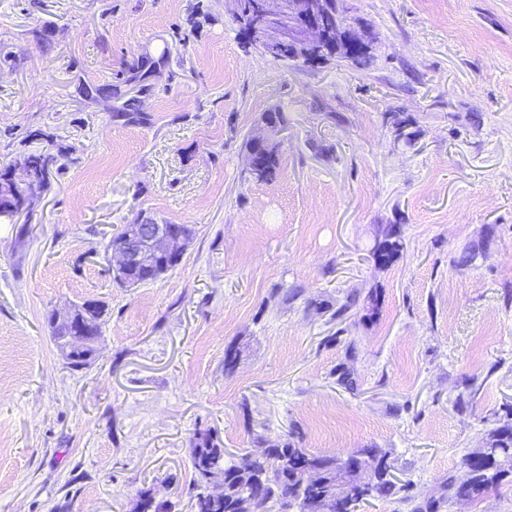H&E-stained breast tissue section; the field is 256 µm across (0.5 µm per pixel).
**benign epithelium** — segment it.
Instances as JSON below:
<instances>
[{
  "instance_id": "obj_1",
  "label": "benign epithelium",
  "mask_w": 512,
  "mask_h": 512,
  "mask_svg": "<svg viewBox=\"0 0 512 512\" xmlns=\"http://www.w3.org/2000/svg\"><path fill=\"white\" fill-rule=\"evenodd\" d=\"M230 11L247 25L249 42L268 56H275L288 47L300 59L319 60L340 48L360 45L370 51L364 36L342 20L336 35L322 24L323 14L335 0H254L253 10L242 11L241 0H226ZM121 239L112 243L109 272L114 281L126 287L134 286L132 275L141 270H159L180 263L192 232L188 224H160L144 213L125 224ZM54 332L59 336L56 347L63 359L74 349L73 337L90 339L99 347L100 337L92 335L89 314L77 313V305L69 304L54 310Z\"/></svg>"
}]
</instances>
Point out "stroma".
I'll list each match as a JSON object with an SVG mask.
<instances>
[{
    "label": "stroma",
    "mask_w": 512,
    "mask_h": 512,
    "mask_svg": "<svg viewBox=\"0 0 512 512\" xmlns=\"http://www.w3.org/2000/svg\"><path fill=\"white\" fill-rule=\"evenodd\" d=\"M192 2L46 0L30 16L0 0L13 59L0 159L38 132L79 157L26 235L0 224V512H132L146 488L192 512L190 448L206 429L231 460L289 440L331 457L386 451L409 499L360 512H512L510 484L479 501L446 489L512 412V0H348L366 68L244 48L224 0H204L214 20L179 77H158L148 123L76 100L78 79L179 49ZM46 21L48 53L30 35ZM278 109L281 171L260 182L245 143ZM407 117L409 145L393 127ZM141 212L195 235L173 271L128 288L105 246ZM389 224L403 249L382 267L372 251ZM466 249L476 257L458 266ZM85 301L108 314L74 372L46 318Z\"/></svg>",
    "instance_id": "obj_1"
}]
</instances>
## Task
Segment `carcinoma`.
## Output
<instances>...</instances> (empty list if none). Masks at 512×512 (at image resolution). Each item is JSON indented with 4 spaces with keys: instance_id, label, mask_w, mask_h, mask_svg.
I'll list each match as a JSON object with an SVG mask.
<instances>
[{
    "instance_id": "obj_1",
    "label": "carcinoma",
    "mask_w": 512,
    "mask_h": 512,
    "mask_svg": "<svg viewBox=\"0 0 512 512\" xmlns=\"http://www.w3.org/2000/svg\"><path fill=\"white\" fill-rule=\"evenodd\" d=\"M212 18L208 6L197 2L186 14L184 29L186 33L179 38L186 45L188 35L195 33L200 25ZM171 51H165L160 57L143 60L133 55L110 72L109 80L103 84L81 79L75 86V97L85 105L104 104L105 111L113 118L126 122L146 120L143 111V99L156 95L167 87H159L153 82V76L168 70V80L178 77V72L170 68ZM247 152L255 155V168L249 176L271 182L278 176L279 147L267 145L260 147L253 139L246 142ZM75 147L56 145L41 147L27 153L26 164L18 172L12 171V164H0V179L10 177L20 195L6 199L0 196V222L16 224L24 220L20 233H25L26 225L31 223L34 210L29 208L31 196H43L50 188L52 180L72 161ZM403 247L401 230L397 224H389L383 229L382 240L372 252L374 261L386 267L399 255ZM486 444L496 449L497 457L484 455L485 449L476 448L470 452L475 458L467 470L468 477L457 484L448 480V492L451 496L477 500L506 483H512V418L488 433ZM193 474L190 484L196 490L194 512H239L236 505L239 500L252 496L254 487L240 478L245 471L255 477L264 488L263 498L254 504L253 512H272L283 508L285 504L299 499L316 501L324 494V487L303 482V469L318 467L322 473L334 479L339 477L355 484L351 489L350 509L357 507L359 501L388 500L401 495L407 500L405 492L408 485L403 484L392 472L387 454L378 448H362L344 458L314 454L305 448L286 442L280 447L266 448L262 452L246 453L238 459L228 461L218 436L207 430L198 433L191 448ZM212 471L220 473L224 481V499L214 500L202 490L204 479Z\"/></svg>"
}]
</instances>
